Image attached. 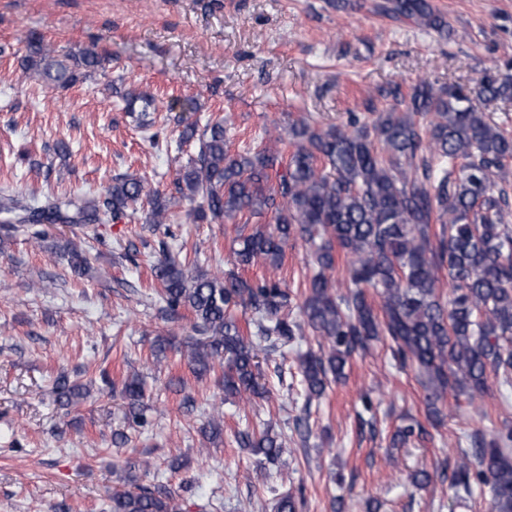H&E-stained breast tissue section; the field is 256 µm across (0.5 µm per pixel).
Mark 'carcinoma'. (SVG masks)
<instances>
[{
    "label": "carcinoma",
    "instance_id": "cac0c4a2",
    "mask_svg": "<svg viewBox=\"0 0 512 512\" xmlns=\"http://www.w3.org/2000/svg\"><path fill=\"white\" fill-rule=\"evenodd\" d=\"M379 8L398 19L439 33L448 28L431 0H388ZM103 56L94 48L59 59L42 36L30 34L20 60L22 75L46 89H65L92 79ZM372 120L349 114L343 126L315 127L304 120L254 149L232 150L230 128L221 116L203 129L189 125L179 142L197 140L196 157L176 179L179 197L142 180L119 177L106 195L89 202L54 194L0 196L4 224H100L137 214L146 200V224H163L185 200L199 221L248 224L273 214L275 229L239 235L235 263L248 267L262 259L279 266L288 242L300 238L314 247L317 272L301 293L302 321L288 317L296 294L279 281L251 283L239 276L189 273L162 250L151 266L164 308L189 311L199 334L184 354L198 377L215 371L226 397H261L255 369L260 354L285 345L308 327L326 350L305 354L299 370L307 400L321 398L344 376L353 355L387 336L393 353L423 378L428 416L448 393L473 403L489 376L512 384V134L495 123L485 106L512 101V75L488 69L473 89L437 88L422 81L407 96ZM126 112L157 111L153 96L128 89ZM448 225V237L433 241L432 225ZM71 269L85 273L81 245L60 248ZM347 259L349 290L336 292L331 273L339 255ZM448 267L451 294L438 292V272ZM379 298L380 306L373 299ZM252 316L241 327L238 309ZM128 415L146 421L145 390L136 376L123 383ZM82 384L57 378L66 403L86 395ZM237 443L277 466L282 443L271 425L239 434ZM462 452L452 485L471 495L489 488L494 512H512V429L492 439H475ZM110 512H179L173 498L147 488L112 494Z\"/></svg>",
    "mask_w": 512,
    "mask_h": 512
}]
</instances>
